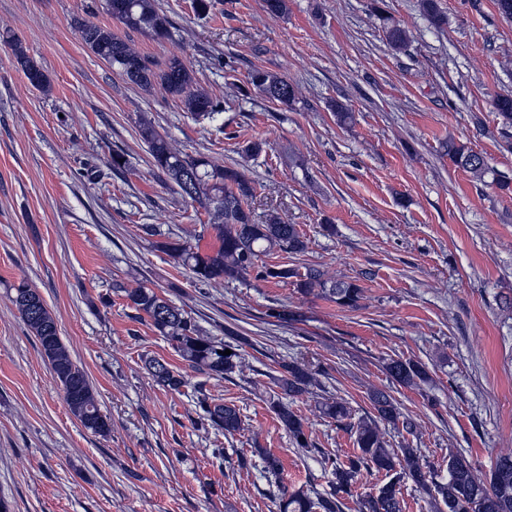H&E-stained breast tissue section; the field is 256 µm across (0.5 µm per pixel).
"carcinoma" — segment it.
Instances as JSON below:
<instances>
[{
	"label": "carcinoma",
	"mask_w": 512,
	"mask_h": 512,
	"mask_svg": "<svg viewBox=\"0 0 512 512\" xmlns=\"http://www.w3.org/2000/svg\"><path fill=\"white\" fill-rule=\"evenodd\" d=\"M419 7L432 25L439 27L445 23L438 0H420ZM105 10L126 27L154 39H164L170 34V20L154 0H105ZM379 19L389 45L395 50L403 49L408 42L406 30L382 12ZM75 30L80 40L117 70L127 83L145 91L160 86L167 95L179 100L197 121L210 120L222 111L221 105L197 86L193 71L181 60L174 58L158 69L148 56L114 36L106 26L83 20L75 23ZM0 42L11 47L31 86L41 90L49 87L47 76L26 54L19 39L6 31L0 34ZM247 83L255 93L272 103L286 108L297 103L295 84L274 72L253 68L248 72ZM493 108L502 125L512 127V94L498 96ZM140 137L147 145L153 166L177 188V193L199 204L210 215L208 228L217 242L212 248L202 250L171 240L156 243L160 251L188 269L198 283L210 285L253 272L258 280L294 278L298 290L305 295L316 291L340 307L358 306L362 289L356 283L331 278L317 266H308L301 272L295 268L276 269L258 264L260 257L274 248L291 254L301 253L306 242L296 224H284L277 217L263 223L255 219L248 206L254 187L243 171L219 165L204 155L181 152L147 120L140 124ZM448 157L479 180L488 173L484 157L463 145L448 142ZM113 290L121 293L136 311L144 313L155 330L192 368L216 378H230L240 371L241 361L236 349L204 334L183 308L155 289L144 285L127 288L115 283ZM11 301L38 341L70 412L92 434L108 436L112 431L111 420L101 412L86 372L71 357L41 295L21 283L14 288ZM228 348L231 354L226 355L224 351ZM144 364L163 389L179 393L186 386L184 376L166 362L150 356L144 359ZM383 369L391 383L399 387H416L429 378L426 366L410 358H389ZM315 385L314 372L297 362L283 365V374L277 379L282 394L292 399L310 393ZM369 398L375 416L357 420L342 398L328 397L319 402L322 415L345 427L354 437L356 453L344 462L327 458L333 485L329 496H314L301 489L291 491L282 486L275 498L277 512H343L344 500L354 497L361 477L373 472L384 474L385 481L375 492L359 500V512H403L402 487L408 483L427 497L434 512H512V454L496 457L488 473L479 475L462 452L450 450L448 481L438 482L433 479L430 465L422 458L420 449L393 447L381 429L383 424L399 425L413 436L417 432L415 419L400 410L388 390L374 389ZM197 405L211 428L226 436L242 430L243 422L235 405L216 403L203 393L197 396ZM271 408L295 447L306 453L314 451L305 419L280 400L272 401Z\"/></svg>",
	"instance_id": "obj_1"
}]
</instances>
